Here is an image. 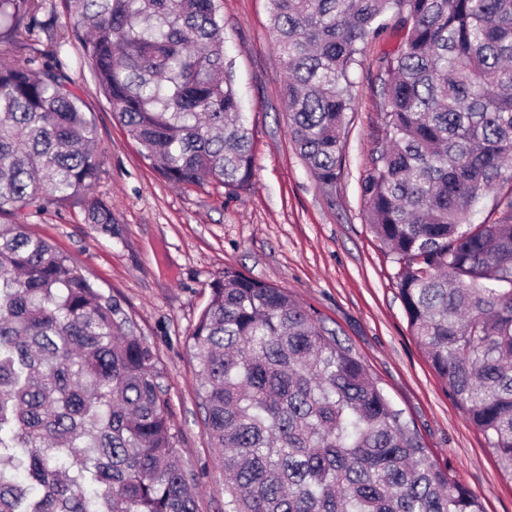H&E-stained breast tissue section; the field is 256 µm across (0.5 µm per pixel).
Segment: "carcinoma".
I'll use <instances>...</instances> for the list:
<instances>
[{
    "instance_id": "cac0c4a2",
    "label": "carcinoma",
    "mask_w": 512,
    "mask_h": 512,
    "mask_svg": "<svg viewBox=\"0 0 512 512\" xmlns=\"http://www.w3.org/2000/svg\"><path fill=\"white\" fill-rule=\"evenodd\" d=\"M219 0H64L113 115L169 184L237 191L252 132ZM288 132L341 176L369 38L385 141L361 181L409 325L448 395L512 475V0H269ZM40 0H0L29 34ZM74 83L0 62V214L86 192L100 157ZM494 194L487 217L471 221ZM89 223L118 234L112 210ZM68 256L0 225V512H197L152 347ZM228 512H484L429 461L353 349L287 289L233 267L191 331Z\"/></svg>"
}]
</instances>
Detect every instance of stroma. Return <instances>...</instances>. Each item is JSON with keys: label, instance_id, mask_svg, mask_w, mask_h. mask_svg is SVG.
Returning <instances> with one entry per match:
<instances>
[{"label": "stroma", "instance_id": "35a3bbf8", "mask_svg": "<svg viewBox=\"0 0 512 512\" xmlns=\"http://www.w3.org/2000/svg\"><path fill=\"white\" fill-rule=\"evenodd\" d=\"M42 2L30 35L0 39V61L55 55L81 89L101 167L87 193L2 213L0 224L22 225L69 256L152 346L175 442L196 478L199 512H224V471L205 436L189 336L228 267L288 289L316 310L403 411L430 461L476 493L484 512H512V476L427 361L398 297L396 268L365 220L360 182L384 141L379 59L396 45V31L364 48L352 76L343 174L325 188L288 134L268 0H220L226 61L255 130L253 182L231 192L211 183L176 187L158 175L100 95L61 0ZM90 199L111 206L118 236L88 223Z\"/></svg>", "mask_w": 512, "mask_h": 512}]
</instances>
